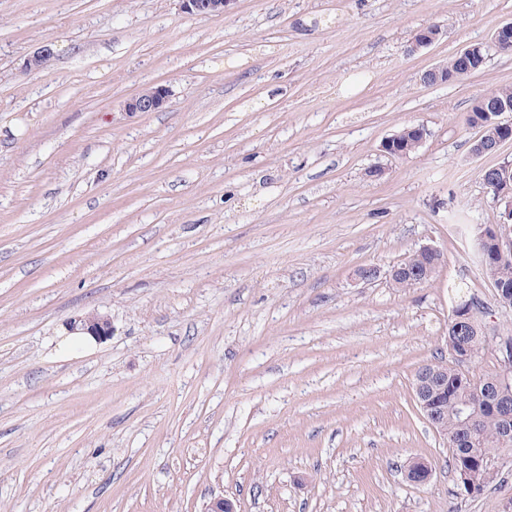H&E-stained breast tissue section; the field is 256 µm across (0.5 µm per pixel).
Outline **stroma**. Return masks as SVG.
I'll list each match as a JSON object with an SVG mask.
<instances>
[{
	"instance_id": "obj_1",
	"label": "stroma",
	"mask_w": 512,
	"mask_h": 512,
	"mask_svg": "<svg viewBox=\"0 0 512 512\" xmlns=\"http://www.w3.org/2000/svg\"><path fill=\"white\" fill-rule=\"evenodd\" d=\"M512 0H0V512H499L462 495L413 395L454 307L512 330L475 252L500 223L473 156L512 53L423 74ZM442 36L411 51L415 33ZM55 56L27 72L42 45ZM156 84V112L125 111ZM427 131L410 154L383 142ZM383 169L381 178L370 169ZM434 277L388 272L421 246ZM374 267L363 281L356 271ZM98 315L111 333L56 344ZM430 462L427 483L408 480ZM185 12L197 16L224 14L226 8L235 0H181ZM511 102L512 103V88H499L485 90L479 93L471 104V109L467 118L469 125L477 127L482 132L484 125H477L478 121H487V115L485 110H490L497 103L500 102ZM414 127L415 139L414 138V131H404L400 135V140L402 141H410L413 140L411 144H404L399 140V134H395L384 141L382 145L383 151L388 154L389 156L393 157H401L409 154L413 150H415L420 144H422L423 140L426 136V129L423 126H412Z\"/></svg>"
}]
</instances>
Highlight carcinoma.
Wrapping results in <instances>:
<instances>
[{
  "mask_svg": "<svg viewBox=\"0 0 512 512\" xmlns=\"http://www.w3.org/2000/svg\"><path fill=\"white\" fill-rule=\"evenodd\" d=\"M512 103V88L485 90L479 93L471 104L467 118L469 125L475 127L480 121L487 120L486 111L500 102ZM486 274L495 283L503 287L505 294L512 299V260L503 261L494 249H489L484 264ZM448 350L472 359L480 358L488 349V343L477 338L448 336ZM448 370V386L442 391L441 400L448 405V417L444 418L442 427L446 431L445 440L449 443L463 433V419L457 414V408L468 406V412L475 415L474 424L470 429L471 442L464 448L451 454V467L456 477L463 473H471L479 465V460L501 452L512 454V442L502 443V421L486 404L483 398V386H495L500 382V370L475 374L458 362L445 361L438 358L437 362L425 368L417 369L416 374L440 372Z\"/></svg>",
  "mask_w": 512,
  "mask_h": 512,
  "instance_id": "carcinoma-1",
  "label": "carcinoma"
}]
</instances>
